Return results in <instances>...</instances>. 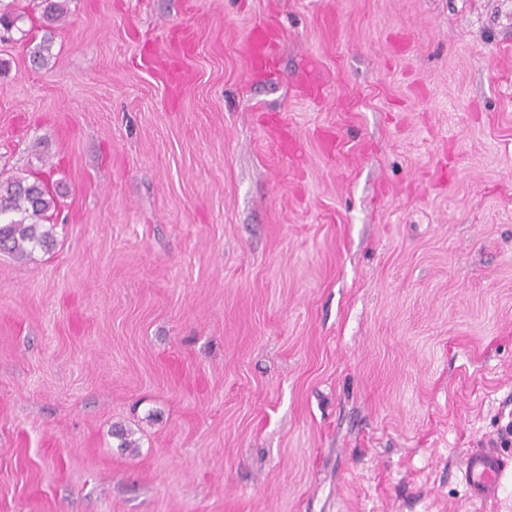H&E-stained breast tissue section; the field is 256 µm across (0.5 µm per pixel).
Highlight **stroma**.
Listing matches in <instances>:
<instances>
[{
    "label": "stroma",
    "mask_w": 512,
    "mask_h": 512,
    "mask_svg": "<svg viewBox=\"0 0 512 512\" xmlns=\"http://www.w3.org/2000/svg\"><path fill=\"white\" fill-rule=\"evenodd\" d=\"M0 60V171L57 189L0 253V512H512L462 473L512 424V0H68ZM42 10V28L44 30L40 41L30 50V60L37 68L48 64L52 56L55 31L66 22L67 8L65 0H40ZM282 40L277 25L272 21L256 23L250 30L244 54L252 71L264 70L275 63Z\"/></svg>",
    "instance_id": "obj_1"
}]
</instances>
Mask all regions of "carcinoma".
Here are the masks:
<instances>
[{
  "label": "carcinoma",
  "mask_w": 512,
  "mask_h": 512,
  "mask_svg": "<svg viewBox=\"0 0 512 512\" xmlns=\"http://www.w3.org/2000/svg\"><path fill=\"white\" fill-rule=\"evenodd\" d=\"M42 28L40 41L30 50L37 68L52 56L55 31L66 22V0H40ZM56 206L55 190L32 174L0 173V252L28 258L38 249L48 250L55 241L50 211Z\"/></svg>",
  "instance_id": "cac0c4a2"
}]
</instances>
